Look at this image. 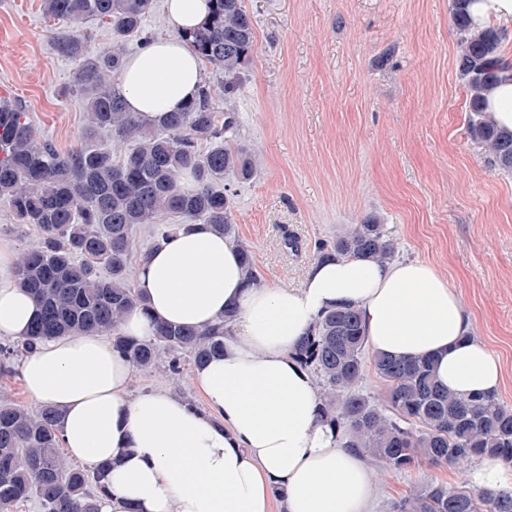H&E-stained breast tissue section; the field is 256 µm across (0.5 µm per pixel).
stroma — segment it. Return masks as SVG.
I'll return each mask as SVG.
<instances>
[{"mask_svg": "<svg viewBox=\"0 0 512 512\" xmlns=\"http://www.w3.org/2000/svg\"><path fill=\"white\" fill-rule=\"evenodd\" d=\"M256 52L227 101L237 138L256 149L246 180L229 176L237 237L263 280L296 284L320 243L373 219L396 259L433 265L459 294L503 368L512 406V175L467 134L449 0H244ZM80 31L111 47L109 25L47 17L41 0H0V97L23 107L39 140L79 146L85 99L54 46ZM302 248H285V236ZM194 368L135 371L131 389L168 387L198 400ZM375 512L417 484L464 480L449 467L397 473L374 463Z\"/></svg>", "mask_w": 512, "mask_h": 512, "instance_id": "35a3bbf8", "label": "stroma"}]
</instances>
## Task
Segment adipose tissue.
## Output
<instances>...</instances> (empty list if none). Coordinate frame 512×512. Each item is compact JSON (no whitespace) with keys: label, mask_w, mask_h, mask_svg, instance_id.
Here are the masks:
<instances>
[{"label":"adipose tissue","mask_w":512,"mask_h":512,"mask_svg":"<svg viewBox=\"0 0 512 512\" xmlns=\"http://www.w3.org/2000/svg\"><path fill=\"white\" fill-rule=\"evenodd\" d=\"M168 34L128 55L119 90L130 111L155 121L178 111L203 81L182 31L200 25L207 0H164ZM0 242V337L28 336L40 315ZM143 306L119 331L139 340L152 324L206 327L231 308L222 353L197 368L205 407L166 387L129 390L135 368L111 338L43 341L20 362L32 401L60 413L68 458L107 465L99 512H371L374 473L342 447L323 417L312 374L295 357L323 312L356 305L372 351L428 358L440 385L461 397L495 394L502 366L469 332L461 301L429 263L315 262L298 286L248 285L236 243L195 224L155 240L135 272ZM468 483L511 491L512 466L479 457Z\"/></svg>","instance_id":"1"}]
</instances>
